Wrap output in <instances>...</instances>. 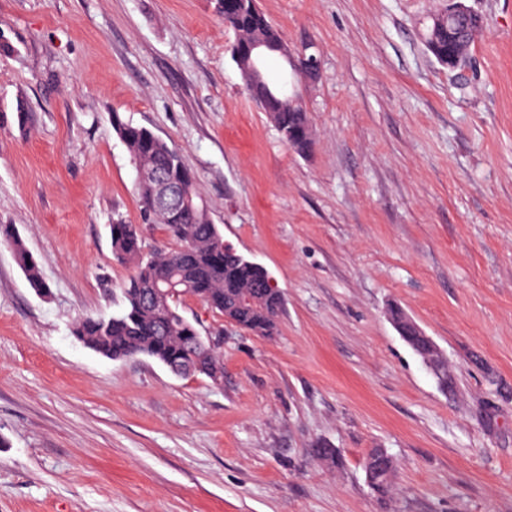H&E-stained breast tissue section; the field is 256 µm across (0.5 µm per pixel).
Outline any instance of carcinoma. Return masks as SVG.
<instances>
[{"instance_id":"1","label":"carcinoma","mask_w":512,"mask_h":512,"mask_svg":"<svg viewBox=\"0 0 512 512\" xmlns=\"http://www.w3.org/2000/svg\"><path fill=\"white\" fill-rule=\"evenodd\" d=\"M215 9L232 29L235 40L232 58L241 73L250 97L262 102L263 111L281 139L296 153L305 155L312 141L306 111L294 100L280 99L265 77L248 60L249 47L264 44L274 53L287 46L279 29L258 7L257 0H214ZM484 28L482 17L463 16L454 24L432 21L425 43L433 55L454 57L451 70H461L470 61L475 39ZM112 126L125 145L134 169L161 173L184 185L194 207L185 211L163 212L152 206L155 185L136 181L140 216L144 224H161L177 242L171 249L145 250L141 228L119 218L110 226L112 254L122 264L133 266V274L122 286L123 309L108 319L85 317L74 324L72 334L86 347L112 359L147 356L168 368L177 367L186 376L204 375L211 381L223 377L224 367L218 351L197 346L200 331L180 310L182 297L191 296L221 314L237 327L255 336L271 338L278 333L284 307L281 291L269 285L266 270L238 254L224 243L213 224L208 207L199 201L195 176L186 158L149 129L136 126L112 113ZM0 241L14 253L29 283L46 291L37 264L24 243L8 224H0ZM175 278L184 284L167 303L154 306L146 301L149 290ZM388 314L400 336L422 361L437 364L439 387H453L448 365L437 345L397 306ZM311 454L323 466L334 469L341 464L339 449L319 444ZM396 462L384 448H373L364 462L368 487L379 505L386 504L393 490Z\"/></svg>"}]
</instances>
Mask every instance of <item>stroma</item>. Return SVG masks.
<instances>
[{
	"label": "stroma",
	"mask_w": 512,
	"mask_h": 512,
	"mask_svg": "<svg viewBox=\"0 0 512 512\" xmlns=\"http://www.w3.org/2000/svg\"><path fill=\"white\" fill-rule=\"evenodd\" d=\"M465 2L486 27L459 73L424 40L448 0H259L320 61L289 77L302 156L248 95L212 0H0V224L48 286L0 245V512H377L372 448L397 464L392 512H512V0ZM116 112L184 154L225 243L282 292L271 339L183 298L221 337L219 382L71 333L122 306L113 219L173 244L141 222ZM321 443L342 467L311 458ZM2 242L14 253L15 259L29 283L40 292L47 290L37 264L29 255L24 243L9 224H0ZM388 314L400 336H402L414 353L423 362L429 361L439 366L441 377H436L437 382L443 391L448 392V389L453 387L454 382L448 373V365L440 356L437 345L429 336L425 335L419 326L413 325L412 320L399 307H390Z\"/></svg>",
	"instance_id": "obj_1"
}]
</instances>
